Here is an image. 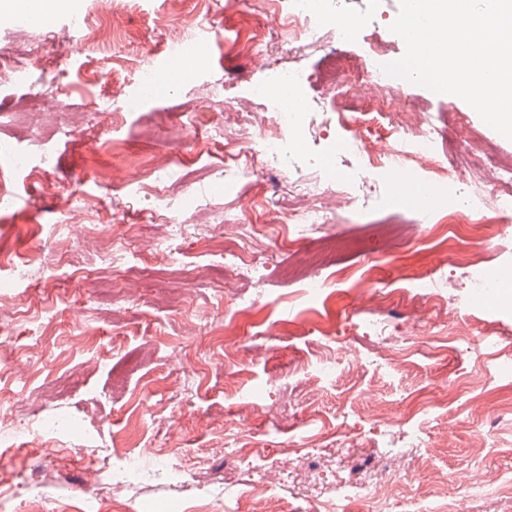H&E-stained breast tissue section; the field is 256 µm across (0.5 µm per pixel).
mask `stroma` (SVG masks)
I'll return each instance as SVG.
<instances>
[{
	"label": "stroma",
	"instance_id": "obj_1",
	"mask_svg": "<svg viewBox=\"0 0 512 512\" xmlns=\"http://www.w3.org/2000/svg\"><path fill=\"white\" fill-rule=\"evenodd\" d=\"M224 2L131 0L115 59L73 27L78 17L103 22L99 0H73L48 23L56 41L41 43L28 81L0 83V141L12 144L0 169L14 193L0 208V503L77 512L96 478L86 457L105 450L165 455L175 474L113 489L103 512H436L444 502L512 512V497L497 492L512 477V375L498 371L512 364V306L474 301L463 264L499 233L487 265L512 270V213L487 226L412 204L380 209L395 190L383 170L328 154L356 133L378 154L390 143L369 125L338 122L352 99L383 98L365 79L336 109L312 113L315 134L287 173L224 186V155L243 144L225 113L271 111L251 100L249 84L276 63L316 72L330 51L362 54L374 41L385 62L399 59L405 43L389 29L399 0H335L353 25L349 42L297 51L273 40L246 60L237 49L250 33ZM186 14L203 45L185 61L192 80L123 111L112 67H123L134 93L143 59H165L161 25ZM203 82L226 85L223 98L200 105ZM99 105L113 123L94 117ZM396 105L416 126L461 113L475 138L461 142L452 130L448 143L477 152L489 142L512 156V140L459 97L410 83ZM17 151L30 169L13 168ZM166 161L177 182L143 177L145 164ZM162 197L173 207L158 209ZM327 203L328 224L297 237L290 214ZM78 207L85 222L63 223ZM327 240L337 264L311 268L327 282L313 302L287 270ZM228 252L264 265L240 273L225 265ZM407 266L438 282L431 301L412 300ZM470 334L491 335V346L474 351ZM50 414L70 432L41 436ZM241 445L248 462L225 460ZM357 479L388 493L334 497Z\"/></svg>",
	"mask_w": 512,
	"mask_h": 512
}]
</instances>
